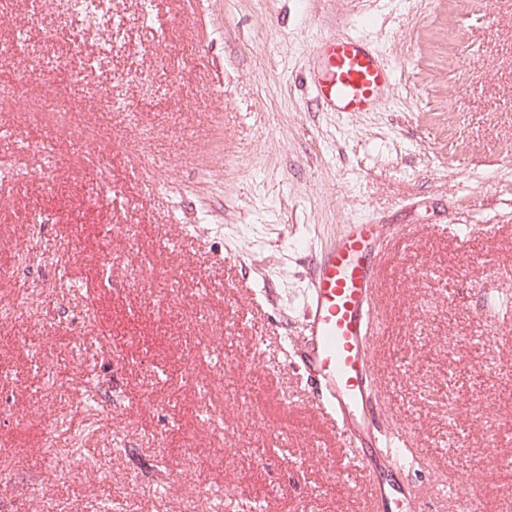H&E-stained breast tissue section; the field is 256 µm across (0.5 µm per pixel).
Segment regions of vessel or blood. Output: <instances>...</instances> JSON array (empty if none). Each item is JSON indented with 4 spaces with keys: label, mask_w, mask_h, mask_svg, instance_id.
I'll use <instances>...</instances> for the list:
<instances>
[{
    "label": "vessel or blood",
    "mask_w": 512,
    "mask_h": 512,
    "mask_svg": "<svg viewBox=\"0 0 512 512\" xmlns=\"http://www.w3.org/2000/svg\"><path fill=\"white\" fill-rule=\"evenodd\" d=\"M310 84L319 106L332 112L377 110L387 99L392 69L360 39L343 34L321 38ZM382 249L373 224L343 225L315 257L303 294L307 346L299 362L317 389L316 403L338 435L358 447L355 466L366 471L374 512H400L403 504L421 512L419 485L389 468L402 435L381 429L373 401L372 346L380 325L376 259Z\"/></svg>",
    "instance_id": "obj_1"
}]
</instances>
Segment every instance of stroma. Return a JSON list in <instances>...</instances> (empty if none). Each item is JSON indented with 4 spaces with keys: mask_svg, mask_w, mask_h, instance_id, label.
<instances>
[{
    "mask_svg": "<svg viewBox=\"0 0 512 512\" xmlns=\"http://www.w3.org/2000/svg\"><path fill=\"white\" fill-rule=\"evenodd\" d=\"M40 8L0 23V79L79 107L97 162L54 119L0 117V158L38 166L0 171V512H369L278 349L306 344L317 250L361 223L385 246L377 399L428 512L461 479L512 512V0H112L81 89L51 63L102 31L61 40ZM336 32L393 67L378 111L315 107L312 50ZM29 242L68 254L34 293L43 324L16 286ZM106 375L101 418L84 385Z\"/></svg>",
    "mask_w": 512,
    "mask_h": 512,
    "instance_id": "35a3bbf8",
    "label": "stroma"
}]
</instances>
